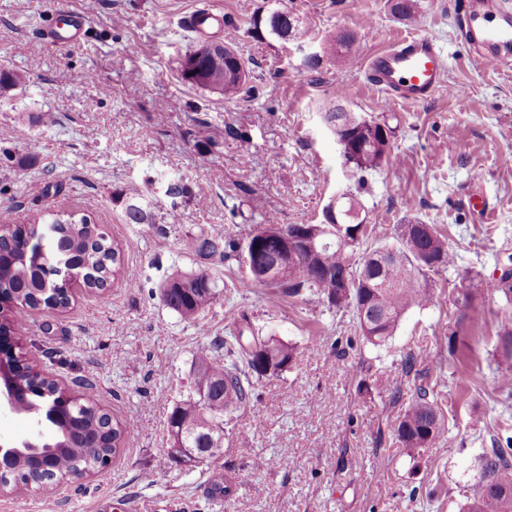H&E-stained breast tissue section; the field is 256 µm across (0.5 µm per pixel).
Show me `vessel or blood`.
<instances>
[{"label": "vessel or blood", "instance_id": "vessel-or-blood-1", "mask_svg": "<svg viewBox=\"0 0 512 512\" xmlns=\"http://www.w3.org/2000/svg\"><path fill=\"white\" fill-rule=\"evenodd\" d=\"M464 12L470 26L476 60L512 61V11L501 0H465ZM186 24L197 35L223 29L224 17L209 7L195 10ZM87 17L70 11L51 20L41 29L46 41L56 46L77 43L85 38ZM448 58L442 48L426 36H408L369 59L365 73L371 84L392 99L421 103L445 85Z\"/></svg>", "mask_w": 512, "mask_h": 512}]
</instances>
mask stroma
<instances>
[{"label":"stroma","mask_w":512,"mask_h":512,"mask_svg":"<svg viewBox=\"0 0 512 512\" xmlns=\"http://www.w3.org/2000/svg\"><path fill=\"white\" fill-rule=\"evenodd\" d=\"M199 2L0 0V70L20 78L0 96V225L86 214L123 258L104 294L82 289L67 309L23 321L0 300V324L23 365L80 398L91 381L96 407L139 427L106 468L80 480L0 485V512H99L105 499L112 512H458L490 446L486 424L512 421L495 382L501 300L485 287L512 254V64L474 60L462 0H418L408 21L388 0H283L316 39L358 33L354 64L326 54L315 68L278 40L247 35L251 14L272 0H209L251 70L250 92L227 99L182 74L185 56L207 43L183 25ZM66 11L87 15L86 38L65 47L41 39L39 29ZM408 35L444 49L447 80L463 95L443 90L405 104L368 82L364 63ZM333 102L373 118L395 114L391 155L376 171L360 177L344 164L323 120ZM356 188L376 227L369 246L394 242L397 225L417 220L437 225L455 256L428 277L432 305L409 310L384 350L363 346L352 310L253 283L238 258L215 268L224 295L196 319L161 301L159 284L192 266L187 238L241 245L268 217L319 224L331 198ZM477 195L493 209L491 223L474 215ZM135 201L152 223L126 222ZM465 275L485 325L461 370L448 339L458 330L454 285ZM242 315L292 344L294 364L256 381L222 452L181 464L170 454L169 416L194 394L198 349ZM421 386L433 390L447 431L411 451L394 428ZM214 478L227 495L208 492Z\"/></svg>","instance_id":"1"}]
</instances>
